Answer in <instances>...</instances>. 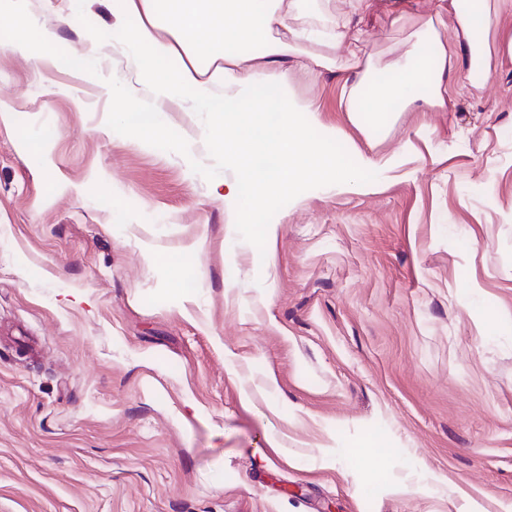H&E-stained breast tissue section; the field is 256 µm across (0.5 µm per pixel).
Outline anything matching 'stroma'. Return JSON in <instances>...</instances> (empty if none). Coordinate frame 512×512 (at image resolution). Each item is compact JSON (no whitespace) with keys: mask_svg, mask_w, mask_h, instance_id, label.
Wrapping results in <instances>:
<instances>
[{"mask_svg":"<svg viewBox=\"0 0 512 512\" xmlns=\"http://www.w3.org/2000/svg\"><path fill=\"white\" fill-rule=\"evenodd\" d=\"M395 0L336 53L390 61ZM51 30L17 51L18 20ZM112 0L0 14V512H512V66L367 138L340 70H290L398 172L282 197L124 129ZM194 253L183 279L170 256ZM369 436L386 476L349 456Z\"/></svg>","mask_w":512,"mask_h":512,"instance_id":"obj_1","label":"stroma"}]
</instances>
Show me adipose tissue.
I'll return each instance as SVG.
<instances>
[{
	"label": "adipose tissue",
	"mask_w": 512,
	"mask_h": 512,
	"mask_svg": "<svg viewBox=\"0 0 512 512\" xmlns=\"http://www.w3.org/2000/svg\"><path fill=\"white\" fill-rule=\"evenodd\" d=\"M501 3L448 0L414 19L398 13L393 23L408 35L391 63L374 53L348 61L340 100L350 121L386 131L404 112L448 111L460 49L483 47L487 69L512 65ZM305 8L306 0H112V34L131 50L138 82L122 93L127 130L188 150L191 141L167 124V108L210 113L215 125L202 138L234 166L224 199L242 203L243 224L311 185L360 189V172L399 171L410 154L407 142L390 154L330 148L337 131L321 127L312 100L292 93L280 64L304 57L335 69L346 32L297 24Z\"/></svg>",
	"instance_id": "1"
}]
</instances>
